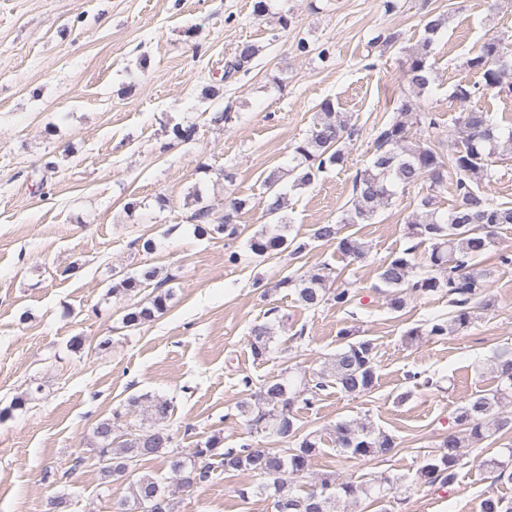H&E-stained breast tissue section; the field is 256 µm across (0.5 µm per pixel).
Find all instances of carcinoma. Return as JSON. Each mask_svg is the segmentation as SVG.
I'll return each mask as SVG.
<instances>
[{"label": "carcinoma", "instance_id": "obj_1", "mask_svg": "<svg viewBox=\"0 0 512 512\" xmlns=\"http://www.w3.org/2000/svg\"><path fill=\"white\" fill-rule=\"evenodd\" d=\"M442 15L430 18L423 28L419 47L407 60L404 78L409 93L398 101V116L391 122L376 127L373 152L364 167L356 172L353 196L345 217L338 224H316L311 233L315 241L336 244V250L345 257L362 260L368 253L366 245L350 235H343L347 224H370L378 210L390 204L399 189L430 181L431 193L421 197L419 207L426 210L422 217L408 222V237L419 242H430L428 265L419 266L413 259L415 247L410 246L379 265L376 290L386 294L388 305L401 311L406 297L448 295V318L435 317L406 332V339L414 341L420 336L441 337L468 330L477 318V301L488 294L489 284L484 274L476 271L477 261L489 252L495 242V229L512 224V206L495 203L479 188L478 178L488 172L494 158L512 155V130L503 132L489 114L465 107L476 96H511L512 82L506 80L507 69L512 67V43L503 38L487 40L479 52L469 60L470 69L481 74L482 82L457 84L453 98L462 105L456 118L461 131V143L444 149L434 135L438 123L429 112L417 111L414 93H421L436 80L431 50L445 27ZM258 54V47L242 43L233 60L224 68V79L240 72ZM360 129L351 123V117L336 110L329 100L320 106V115L310 130L294 147L297 164L288 169L293 177L291 186L283 183V174L271 172L264 180L269 196L266 215L270 224L248 242L249 250L258 257L272 255L280 249L293 247V254H301L308 243L288 239L291 221L288 218V192L310 185L319 174L344 163L343 144L359 136ZM455 175V205L446 215L430 210L432 193L448 184V176ZM250 204L249 199L235 197L224 204V215L212 223L211 209L200 208L193 216L197 233L240 234L239 215ZM327 265L302 275H290L278 283L280 288L295 290L297 301L313 312L335 303L349 307L356 294L349 285L336 287L330 283ZM157 277V270L147 268L137 275L124 276L112 294L130 295L145 283ZM156 293L144 303L127 309L121 318L122 326L136 329L164 313L171 299V290L155 286ZM274 325L269 322L255 324L249 329V346L257 361H267L273 350ZM337 337L342 347L320 371L312 374L311 382L298 390L284 378L262 383L253 394L256 403L243 400L237 406L238 417L255 430L270 431L290 443L288 448H262L243 444L240 448H221L224 437L215 433L200 442L188 456L171 451L173 437L163 426L171 415V402L163 398L141 395L130 398L133 404L142 403L152 426L146 432H128L123 439L113 438L112 419L101 420L94 428L97 440V459L108 464L99 466L104 480L122 478L128 481L129 495L117 502L114 512H172L171 491L157 478L133 474L134 463L147 457H163L175 476L179 489H193L206 482L219 467L226 471H246L260 479L257 494L271 500L272 512L284 505L283 512H347L348 505L361 498L383 497L394 489L397 482L380 478L374 482L356 483L336 481L328 476L320 485L304 494L290 486L294 477L309 471L312 460L321 451L322 436L310 432L298 436L295 406L303 403L312 408L321 392L336 386L348 396L364 395L372 391L377 380V351L372 340H350L351 331L342 328ZM496 387L458 408L452 417L448 435L444 436L435 453L426 456L417 469L414 481L433 486L451 485L457 470L463 466L460 448L461 431L475 439L495 435L512 429V418L499 415L497 409L512 398V347L500 350L496 363ZM333 447L339 457H375L392 454L396 449L393 437L365 424L340 422L333 430ZM497 477L512 478V446L500 450L498 456L482 461ZM480 512H512V500L489 495L480 503Z\"/></svg>", "mask_w": 512, "mask_h": 512}]
</instances>
